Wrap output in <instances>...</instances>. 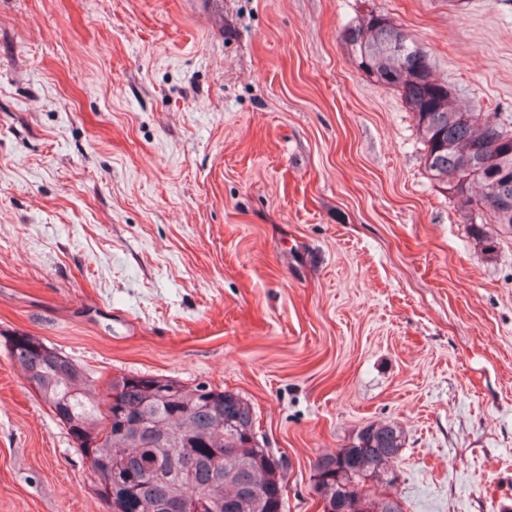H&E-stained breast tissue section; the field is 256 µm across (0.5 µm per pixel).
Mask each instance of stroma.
I'll list each match as a JSON object with an SVG mask.
<instances>
[{"label":"stroma","instance_id":"1","mask_svg":"<svg viewBox=\"0 0 512 512\" xmlns=\"http://www.w3.org/2000/svg\"><path fill=\"white\" fill-rule=\"evenodd\" d=\"M382 14L512 129V0H0V340L239 393L281 458L400 426L403 512H512V235L481 251L352 58ZM0 343V512H108Z\"/></svg>","mask_w":512,"mask_h":512}]
</instances>
